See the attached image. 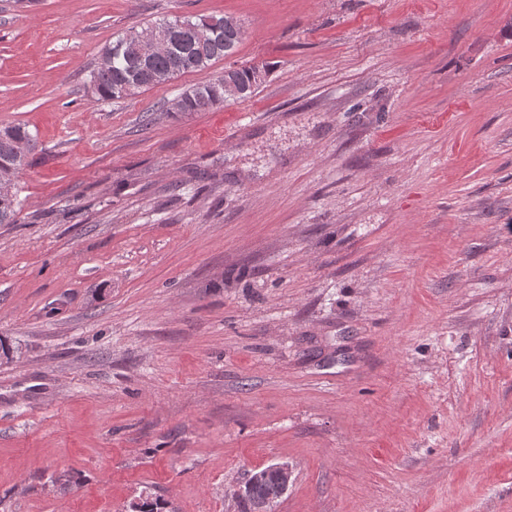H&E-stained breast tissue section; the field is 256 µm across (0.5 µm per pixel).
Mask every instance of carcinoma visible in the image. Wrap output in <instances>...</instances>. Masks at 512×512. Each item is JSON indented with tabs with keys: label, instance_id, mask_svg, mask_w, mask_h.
I'll list each match as a JSON object with an SVG mask.
<instances>
[{
	"label": "carcinoma",
	"instance_id": "1",
	"mask_svg": "<svg viewBox=\"0 0 512 512\" xmlns=\"http://www.w3.org/2000/svg\"><path fill=\"white\" fill-rule=\"evenodd\" d=\"M166 47L148 51L139 39L140 31L131 29L102 52L100 62L90 74L92 91L99 101L122 99L169 82L178 76L211 67L232 56L243 37V27L231 16L162 17L147 26ZM265 66L226 68L207 83L185 91L176 103L175 114L186 116L220 108L232 99L242 100L256 92L265 80ZM23 141L28 152L36 141L23 124L0 126V177L10 183L29 165L28 157L15 153V144ZM19 201L17 191L0 195V224L16 223ZM282 490L274 479L250 489V498L279 500Z\"/></svg>",
	"mask_w": 512,
	"mask_h": 512
}]
</instances>
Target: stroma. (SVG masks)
<instances>
[{"label": "stroma", "mask_w": 512, "mask_h": 512, "mask_svg": "<svg viewBox=\"0 0 512 512\" xmlns=\"http://www.w3.org/2000/svg\"><path fill=\"white\" fill-rule=\"evenodd\" d=\"M236 53L98 101L103 48ZM263 65L244 100L183 92ZM0 512H512V0H0ZM72 474L62 486L59 477ZM150 29L166 44L163 50L148 51L140 41ZM243 34L231 16H164L140 31L131 28L104 48L90 74L92 91L98 101H112L207 69L232 56ZM268 69L266 66H249L241 68H224L207 83L185 91L176 103L175 114L186 116L195 112H205L211 109L224 107V103L242 100L256 92L265 80ZM262 77L258 78V75ZM232 84L240 91L235 97H230L226 85ZM23 141L27 145V155L18 158L15 144ZM36 141L23 124L0 126V177H11V195H0V224L16 223L19 201L15 189V179L29 165L28 156L35 150ZM270 475L275 477L279 484L281 485L284 493L288 491L290 484L292 483V478L294 475V469L291 464L287 461L278 462L271 464L265 468L261 469H251L247 470L241 480H239L230 493L231 498L238 503L244 496L246 489L251 488V486L256 485L262 482L264 479L268 478ZM283 495L280 486L275 482L273 478H270L268 481L264 482L262 485L253 486L250 489V499H255L252 504V512H275V503L269 500L256 499V498H266L270 500H275L278 502L279 498ZM239 508L241 512H251L248 511V504L246 502H240Z\"/></svg>", "instance_id": "35a3bbf8"}]
</instances>
